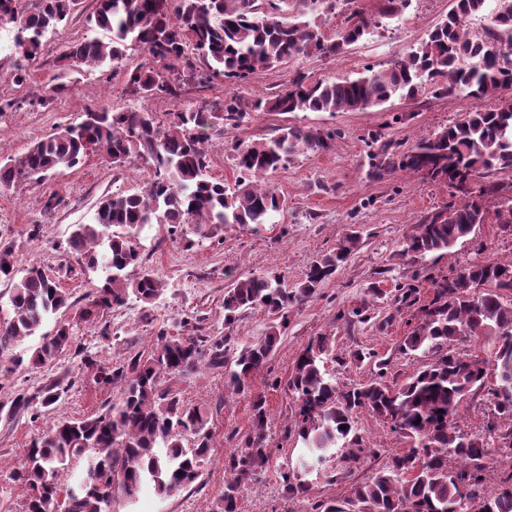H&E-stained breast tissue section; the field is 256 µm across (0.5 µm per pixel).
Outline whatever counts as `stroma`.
<instances>
[{
    "label": "stroma",
    "mask_w": 512,
    "mask_h": 512,
    "mask_svg": "<svg viewBox=\"0 0 512 512\" xmlns=\"http://www.w3.org/2000/svg\"><path fill=\"white\" fill-rule=\"evenodd\" d=\"M452 6L453 0H412L399 18L336 58H298L282 69L259 72L242 86L218 80L194 82L185 86L177 101L126 96L122 74L113 73L108 63L59 72L56 58L65 45L89 35L86 20L96 0H80L72 18L48 34L39 61L20 86L9 77L19 58L15 28L10 23L0 25V102L23 104L20 110L0 113V163L22 156L33 143L81 122L90 108L130 105L161 116L179 103L201 97L218 102L236 94L249 104L267 99L282 92L289 79L300 73L312 81L357 77L365 67L382 66L422 39ZM60 82L64 91H55ZM496 104L489 97L436 98L425 93L360 112H254L239 128L213 133L209 173L228 183L235 180L230 161L233 144L272 138L287 124L333 129L337 137L328 149L297 156L287 168L267 176V184L287 203L276 223L229 224L220 239L190 247L172 241L164 228L145 230L138 243L143 266L166 282V292L155 303L131 300L104 311L92 322L82 321L79 312L101 285L102 274L82 270L81 258L69 252L67 240L75 225L91 223L103 196L140 190L151 175L150 167L137 162L119 170L93 153L76 167L61 169L44 181L1 189L0 243L11 244L18 268L38 264L69 293L68 307L52 315L44 329L50 332L57 324H69L74 346L38 369L0 378V512H22L27 488L13 481L11 474L24 462L33 441L54 421L101 412L119 397L118 385L95 383L84 354L115 364L149 353L159 330L191 334L186 321L192 316L203 318L209 335H223L224 290L232 280L251 271L282 272L289 281L301 280L311 262L332 250L354 226L361 230L364 246L313 299L293 312L271 362L254 377L255 392L267 400L271 456L260 476L243 481L242 512H313L315 503L349 495L352 486L367 480L388 455L407 448L406 439L393 433L388 424L361 412L358 429L366 441L378 445V455L350 464L343 448H333L329 466L336 471L335 483L314 476L306 497L288 496L280 473L296 460L301 443L292 434L296 402L283 382L303 345L326 335L332 338L333 353L342 362L336 370L338 384L350 386L374 379L381 360L388 363L387 381L403 384L434 359L428 352L401 353L400 346L417 322L421 306L432 299L435 281L453 277L460 266L472 261L512 260V234L495 224L481 225L466 241L427 256L424 263L402 258L399 251L404 238L424 216L448 206L453 197L444 185L419 174L398 171L379 181L367 174L368 134L379 131L385 139L410 146L467 113L489 110ZM54 194L63 203L55 211H46L44 204ZM35 224L40 233L33 237L29 229ZM374 285L384 289L383 301L370 295ZM399 285L415 288L414 304L398 302L395 288ZM360 306L367 307L369 321L362 323L352 316V309ZM361 351L366 357L360 362L354 355ZM274 377L281 380V387H268V379ZM53 381L70 386L54 405L45 408L35 402L25 410L13 409L16 391L33 395ZM162 384L186 403L208 408L209 460L191 486L167 495L146 488L137 502L121 503L120 512H214L224 491V456L250 431L251 400L227 387L223 368L208 364L183 377L163 378Z\"/></svg>",
    "instance_id": "obj_1"
}]
</instances>
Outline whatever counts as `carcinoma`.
<instances>
[{
	"instance_id": "carcinoma-1",
	"label": "carcinoma",
	"mask_w": 512,
	"mask_h": 512,
	"mask_svg": "<svg viewBox=\"0 0 512 512\" xmlns=\"http://www.w3.org/2000/svg\"><path fill=\"white\" fill-rule=\"evenodd\" d=\"M489 0H454L448 15L425 37L386 66L369 67L357 78L309 81L297 75L283 92L248 106L230 95L220 103L198 100L171 112L169 123L133 107L89 109L79 124L36 142L20 158L0 166V187L42 180L60 167H74L98 152L115 169L134 159L152 170L140 191L100 200L91 224H77L69 247L83 267L102 268L104 283L81 309L80 318L96 319L122 307L130 298L156 302L165 284L149 270L137 277L129 267L140 264L137 239L146 227L167 228L173 239H211L227 224H267L285 208V200L260 178L287 166L295 156L329 147L335 134L313 127L286 125L278 136L232 148L237 173L234 185L209 175L206 147L210 131L239 127L249 112H357L383 106L394 98L420 92L435 97H495L486 111L441 127L411 147L382 136L371 138L368 175L382 179L396 171L421 173L451 189L460 202L425 216L403 241L400 255L410 260L446 250L483 224L512 232V182H482L491 171L512 172V0H494L490 24L482 35L470 33V19ZM411 0H379L376 13L361 0H97L86 20L103 36L71 42L56 59L64 73L82 64L119 66L134 46L149 57L147 66L123 71L124 92L135 97L179 99L188 81L198 77L230 84L245 83L260 71L280 68L301 56L336 58L366 35L400 16ZM18 0H0V22L16 24L20 61L10 72L21 86L40 58L43 39L67 21L78 0H37L21 12ZM346 16L336 33L324 32L340 11ZM489 199L499 200L494 210ZM357 230L318 256L304 279L288 285L277 273L237 277L224 289V329L215 338L194 327L197 335L171 336L160 330L148 355H134L115 365L96 364L105 384H123L122 396L101 412L59 420L35 441L12 478L29 488L24 512H44L49 498L61 494L68 512H114L120 500L136 499L147 484L167 494L194 483L209 459V416L198 405L162 386L161 377L197 371L210 346V363L229 366L234 393L252 392L254 376L271 360L288 329L293 310L309 302L327 280L345 266L361 244ZM12 250L0 248V279L10 286L8 318L0 322V373L14 372L23 360L16 344L40 330L49 315L68 305V295L40 267H15ZM273 316L266 334L235 349L231 331L248 310ZM405 336L403 353L436 354L402 385L384 381L387 362L377 377L357 386H341L327 373L329 338L308 341L296 356L287 388L296 398L295 428L308 455L294 470L280 473L292 497L310 491L307 476L319 471L341 442L347 460L365 452L357 414L366 411L390 425L410 447L388 456L369 481L350 496L328 498L319 512H512V474L487 496L483 486L497 450L512 451V261L488 259L465 264L450 280L435 283L433 298ZM484 338L489 357L460 355L450 346L468 338ZM72 343L71 329L59 327L42 335L30 364L43 366ZM487 390L494 420L487 436L466 435L457 419L464 398ZM65 388L57 381L40 390L42 406L55 404ZM251 431L242 445L224 457V493L216 512H241V483L264 471L270 459L266 433V400L251 401ZM511 421L499 427L496 419ZM194 438L185 447L186 436ZM87 459L80 485L61 476L75 459ZM458 466H448L449 460Z\"/></svg>"
}]
</instances>
